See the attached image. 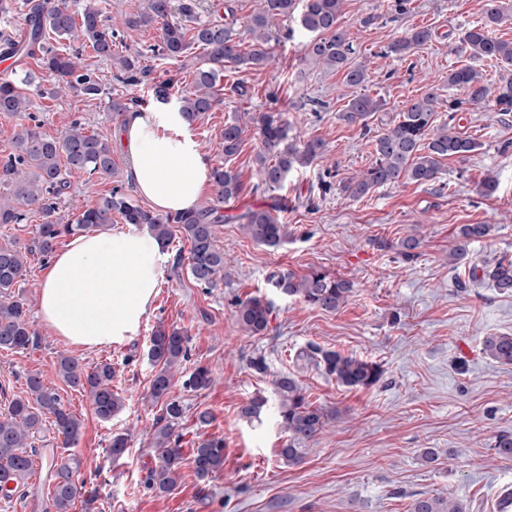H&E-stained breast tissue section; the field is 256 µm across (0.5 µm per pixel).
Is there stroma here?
Returning <instances> with one entry per match:
<instances>
[{
	"label": "stroma",
	"instance_id": "stroma-1",
	"mask_svg": "<svg viewBox=\"0 0 512 512\" xmlns=\"http://www.w3.org/2000/svg\"><path fill=\"white\" fill-rule=\"evenodd\" d=\"M377 2L344 0L340 22L355 60L368 65L365 91L384 99L381 117L388 122L398 119L427 86L442 85L450 69L468 64L456 34L482 21L485 0H411L407 11H388L375 20L371 14ZM415 27L433 28L435 40L403 60L384 56L391 42ZM271 33L266 67L224 70L225 83L242 79L255 86L252 103L225 94L192 129L210 166L227 162L240 174L243 191L225 204V214L280 204V219L291 230L288 241L270 248L253 242L231 221L217 225L228 279L206 290L194 283L187 266L177 265V256L189 246L181 232H174L157 295L137 335L108 348L80 350L39 328L37 347L0 351V413L23 395L26 374L38 372L81 418L82 433L70 453L80 459V475L96 486L97 496L74 512H409L419 493L462 500L469 512H499L504 492L512 491V459L496 457L493 444L498 435H512V366L484 354L482 341L512 333V293L469 285L468 269L450 265L448 254L461 225L489 224L490 236L471 246L473 258L491 264L502 255L512 256V112L492 105L457 111L458 132L481 147L467 160H444L435 185L402 180L359 200L336 188L325 193L321 182L328 174L342 179L368 168L371 138L339 120L351 91L341 74L305 60L309 34L299 15L276 21ZM82 59L99 79L100 95L49 97L54 77L26 58L20 68L35 72L27 88L35 107L15 117L0 116V163L23 127L58 138L77 119L87 133L111 143L116 177L66 172L68 189L58 213L64 224L74 222L115 181L127 178V160L117 142L121 120L110 110L112 98L150 97L148 86L117 82L110 61L95 57L92 50H85ZM205 60L204 51L195 47L179 63L150 59L146 65L156 78L176 77L184 95ZM245 110L281 113L291 138L323 141V156L291 172L282 189L264 190L254 162L262 148L258 135H247L240 154L229 161L219 147L225 121ZM489 175L497 189L487 195L482 181ZM410 235L420 238L421 247L418 258L408 262L400 243ZM313 267L353 283L339 310L326 312L283 296L270 281L275 272L302 275ZM257 295L272 300L275 313L266 334L250 336L236 323L232 302ZM160 325L187 333L186 370L204 366L215 379L201 391L174 390L184 408L178 427L182 480L163 496L144 486L155 456L149 434L160 413L145 400L155 372L147 349ZM311 342L379 364L381 381L369 389L339 386L321 369L298 360L299 350ZM61 352L91 366L111 363L112 384L124 399L123 410L112 421H100L87 395L58 378L55 361ZM257 357L265 360L266 372L252 368ZM280 373L293 375L314 406L336 413L296 465L277 454L286 436L273 410L253 423L240 415L252 397L274 398L272 379ZM204 409L214 416L206 428L196 423ZM125 432L130 435L128 452L112 461L107 452L112 436ZM54 435L51 422H44L35 442L42 457L27 494L0 499V512H45L50 478L45 459L54 451ZM214 436L226 445L224 468L202 484L193 475L190 450L195 442ZM429 450L434 459H426Z\"/></svg>",
	"mask_w": 512,
	"mask_h": 512
}]
</instances>
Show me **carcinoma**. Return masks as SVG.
Listing matches in <instances>:
<instances>
[{"mask_svg":"<svg viewBox=\"0 0 512 512\" xmlns=\"http://www.w3.org/2000/svg\"><path fill=\"white\" fill-rule=\"evenodd\" d=\"M343 0H305L300 16L302 28L311 34L305 45L306 57L322 68L340 73L344 84L353 89L368 82L365 62L352 59L353 47L340 26ZM196 0H147L146 8L136 14L124 16L122 24L136 28L156 24L160 41L148 47L151 56L177 61L182 54L196 45L207 56L208 66L193 73V90L180 97L182 112L189 122L211 111L224 96V67L257 70L269 61L270 22L288 18L296 9V0H261V6L248 24L252 37L251 49H241L235 25L234 0H224V20L197 19ZM179 14L185 22L169 20ZM512 18V4L506 0H487L485 22L468 27L458 33L461 49L470 59L487 62L490 67H512V41L490 35L491 27ZM24 37L19 40L5 38L0 47L18 55L36 60L40 68L56 77L52 93L58 95L71 90L85 96L99 94V83L93 73L81 66L80 50H67L55 46L64 39L79 41L92 49L100 58L112 61L118 71L117 79L126 85L138 86L147 81L148 71L140 66L143 53L120 55L117 51L118 31L102 19L98 9L87 6L77 16L66 5L49 9L43 0H26ZM433 38L428 27H416L405 36L387 46L385 54L404 57L427 45ZM33 74L0 79V114L15 116L29 111L33 101L24 91ZM448 86L463 91L465 98L448 100L435 90L411 100L401 112L399 120L390 121L371 139L374 161L366 170L339 181L343 194L361 199L376 189L409 180L419 185H431L440 179L442 160L455 157L468 159L479 148V143L456 131L455 114L464 104L474 108L489 102L502 112L512 111V79L501 78L492 83L470 65L453 68L448 72ZM230 92L237 99L251 102L254 87L244 80L234 82ZM385 103L368 94L352 95L338 118L347 124L371 131L370 124L384 111ZM448 119L438 121L440 112ZM256 130L261 136L264 151L257 153L255 162L266 190L283 186L288 174L314 163L323 153V142L308 140L297 146L288 142V123L276 112H246L244 116L224 123L221 134L224 159L238 153L247 132ZM13 151L0 165V186L9 187L10 193L0 195V225L23 224L28 208L36 207L43 222L27 245L15 240L0 243V351L18 352L37 345L39 337L24 309L14 295L16 286L25 279L29 256L43 257L55 249L62 236L100 232L112 224L117 215L126 224L147 227L149 232L167 246L172 238V225L182 229L189 245V271L197 286L214 288L218 275L224 270V251L216 245L215 226L228 220L241 224L246 234L256 243L277 247L288 239V225L282 223L273 207H256L234 217L224 214V204L238 197L241 183L230 167L212 168L210 180L215 195L199 208L185 213L159 214L140 206L123 186L116 185L98 197L95 204L84 210L74 224H61L56 215L67 189L62 168L76 170L90 176H114L115 163L112 146L105 139L85 132L75 119L59 138H47L36 129L20 128L12 140ZM491 232L488 224H464L456 234L454 248L448 254L457 265L470 257V245L485 239ZM491 280L494 287L512 292V257L506 255L493 264L472 263L470 272L477 271ZM271 281L282 295L295 297L323 311L340 309L352 293L351 282L312 269L304 275L291 272L271 275ZM234 317L241 329L257 336L268 330L273 303L262 296L233 301ZM188 339L177 328L158 327L150 338L148 359L157 371L150 384L147 401L163 403L162 414L153 424L151 445L155 449V464L148 470L145 487L157 494L171 493L181 478L182 454L180 435L176 425L182 418L183 406L173 397L177 376L186 374L182 386L191 390H204L212 384L211 372L198 366L185 373L183 362L188 359ZM484 352L501 365H512V334H494L483 339ZM297 359L313 364L347 388H371L383 376L380 365L336 351L324 350L309 343L301 349ZM56 374L69 387L88 394L93 411L103 422L112 420L124 406L123 398L114 390L112 364L101 362L90 368L73 356L60 353L56 360ZM27 397L11 401L8 411L0 417V492L7 498L26 495L25 488L32 474V455L37 453L34 438L45 419H52L61 447L70 448L81 434L82 421L64 404L52 385L40 373L25 377ZM277 395V417L287 439L279 449L282 460L297 464L303 458L304 447L327 426L329 415L310 403L297 380L281 374L274 380ZM268 399L257 395L241 407L246 419H257L267 410ZM129 448L128 436H112L108 453L112 460L123 458ZM194 475L200 482L209 481L224 468V439L206 438L192 449ZM79 460L72 455L53 458L52 478L46 512H73L77 501L86 503L96 498L97 489H88L87 482L77 473ZM410 512H467L462 501L439 494L415 498Z\"/></svg>","mask_w":512,"mask_h":512,"instance_id":"cac0c4a2","label":"carcinoma"}]
</instances>
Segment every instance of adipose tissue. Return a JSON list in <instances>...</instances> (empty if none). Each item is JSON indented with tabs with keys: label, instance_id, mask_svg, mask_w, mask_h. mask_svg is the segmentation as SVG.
Listing matches in <instances>:
<instances>
[{
	"label": "adipose tissue",
	"instance_id": "obj_1",
	"mask_svg": "<svg viewBox=\"0 0 512 512\" xmlns=\"http://www.w3.org/2000/svg\"><path fill=\"white\" fill-rule=\"evenodd\" d=\"M119 138L129 161L128 177L155 211L198 206L210 176L208 158L179 98L131 106ZM165 260L160 243L135 228L74 236L43 274L40 321L74 347L122 341L139 330Z\"/></svg>",
	"mask_w": 512,
	"mask_h": 512
}]
</instances>
